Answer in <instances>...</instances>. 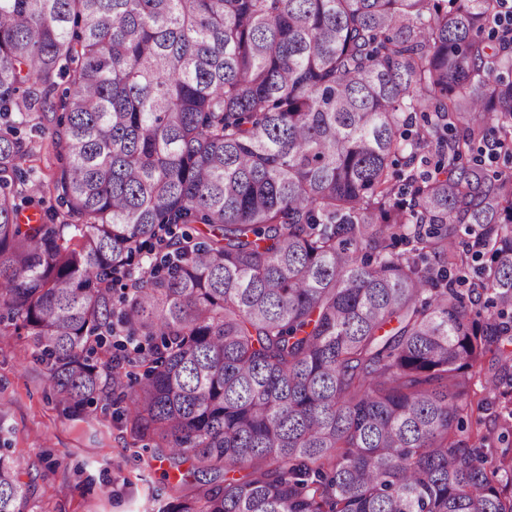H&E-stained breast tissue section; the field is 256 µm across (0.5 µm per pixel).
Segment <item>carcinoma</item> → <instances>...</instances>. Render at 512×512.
Segmentation results:
<instances>
[{"label": "carcinoma", "mask_w": 512, "mask_h": 512, "mask_svg": "<svg viewBox=\"0 0 512 512\" xmlns=\"http://www.w3.org/2000/svg\"><path fill=\"white\" fill-rule=\"evenodd\" d=\"M504 2L0 0V325L193 462L162 512H512L464 424L512 382ZM23 167L25 169L34 167L41 170L45 175V181H47L54 172L60 170L61 161L56 152L46 154L45 151L41 153L37 151L36 155L26 159L25 163H23ZM484 372L476 373L474 378V384L472 386L471 400H472V411L468 418V428L481 429H492L494 427V415L495 409L494 402L497 401V392L494 394L489 388H486ZM491 407H494L493 409ZM487 408H490L487 410Z\"/></svg>", "instance_id": "carcinoma-1"}]
</instances>
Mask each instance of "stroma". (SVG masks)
I'll return each mask as SVG.
<instances>
[{
    "label": "stroma",
    "mask_w": 512,
    "mask_h": 512,
    "mask_svg": "<svg viewBox=\"0 0 512 512\" xmlns=\"http://www.w3.org/2000/svg\"><path fill=\"white\" fill-rule=\"evenodd\" d=\"M122 409L72 408L27 337L0 333V446L31 489L27 512H160L192 465L134 439Z\"/></svg>",
    "instance_id": "1"
}]
</instances>
